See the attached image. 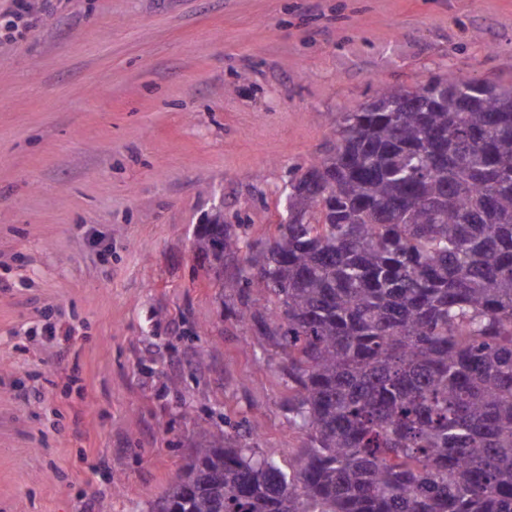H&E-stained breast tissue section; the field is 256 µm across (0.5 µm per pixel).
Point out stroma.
Instances as JSON below:
<instances>
[{
    "label": "stroma",
    "mask_w": 512,
    "mask_h": 512,
    "mask_svg": "<svg viewBox=\"0 0 512 512\" xmlns=\"http://www.w3.org/2000/svg\"><path fill=\"white\" fill-rule=\"evenodd\" d=\"M0 38V512H148L203 428L288 465L281 355L204 215L265 235L380 86L512 84V0H38Z\"/></svg>",
    "instance_id": "obj_1"
}]
</instances>
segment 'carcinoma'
<instances>
[{"instance_id": "cac0c4a2", "label": "carcinoma", "mask_w": 512, "mask_h": 512, "mask_svg": "<svg viewBox=\"0 0 512 512\" xmlns=\"http://www.w3.org/2000/svg\"><path fill=\"white\" fill-rule=\"evenodd\" d=\"M425 84L341 113L270 236L198 226L309 443L207 430L150 512H512V85Z\"/></svg>"}]
</instances>
